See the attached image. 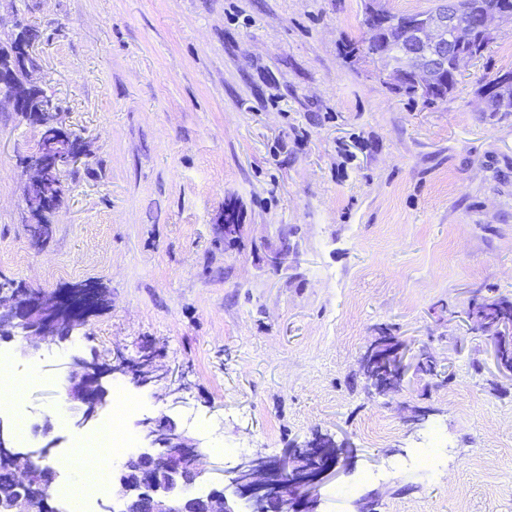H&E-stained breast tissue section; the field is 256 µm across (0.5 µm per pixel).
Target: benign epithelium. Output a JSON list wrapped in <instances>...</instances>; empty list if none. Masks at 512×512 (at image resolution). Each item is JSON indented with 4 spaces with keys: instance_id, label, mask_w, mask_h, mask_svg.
<instances>
[{
    "instance_id": "7a95c632",
    "label": "benign epithelium",
    "mask_w": 512,
    "mask_h": 512,
    "mask_svg": "<svg viewBox=\"0 0 512 512\" xmlns=\"http://www.w3.org/2000/svg\"><path fill=\"white\" fill-rule=\"evenodd\" d=\"M365 18L369 22L366 54L378 63L386 84L409 85L420 97L436 101L448 96L442 74H459L462 63L473 58L474 42L492 39L500 25L512 23V0L475 17L460 9L459 0H437L431 12L411 17L390 12L382 0H367ZM394 30L409 41L396 62L389 49L376 46L379 34ZM37 125L40 140L26 162L36 171L28 199L47 206L51 202L50 193L44 191L47 176L79 161L81 153L71 147L72 136L62 122L42 118ZM4 293L6 286L0 285V335L20 336L36 345L54 342L59 329L78 325L85 310L103 302L102 289L86 285L23 299L12 295L5 299ZM407 359L405 346L375 337L360 358L362 369L368 371L370 392L377 396L399 392L409 368ZM119 370L95 359H77L69 367L65 394L72 409L81 413L76 424L87 422L105 404L103 378ZM147 426L150 447L129 454L113 469L118 489L112 495V512H311L319 484L336 468L325 461L332 450L323 436L310 440L309 453L302 447L288 448L278 460L253 454L230 471L231 501L224 488L196 489L204 454L188 444L174 424L166 419ZM45 453L44 448L14 450L0 423V463L15 470L18 485L13 498L0 499V512H59L52 506L56 471L35 467Z\"/></svg>"
}]
</instances>
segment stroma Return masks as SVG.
<instances>
[{"label":"stroma","instance_id":"1","mask_svg":"<svg viewBox=\"0 0 512 512\" xmlns=\"http://www.w3.org/2000/svg\"><path fill=\"white\" fill-rule=\"evenodd\" d=\"M363 20L364 0H0V43L20 21L40 32L33 79L84 149L33 246L17 159L40 129L0 96V284L109 297L66 341H0L15 375L39 358L0 405L13 448L55 461L96 428L53 417L67 363L147 356L159 381L107 388L139 403V446L164 417L203 450L201 490L319 433L353 452L317 512H512V374L465 314L512 297V113L477 93L512 71V26L426 104L383 83ZM384 325L451 383L412 371L370 394L360 356ZM436 429L443 482L413 459Z\"/></svg>","mask_w":512,"mask_h":512}]
</instances>
